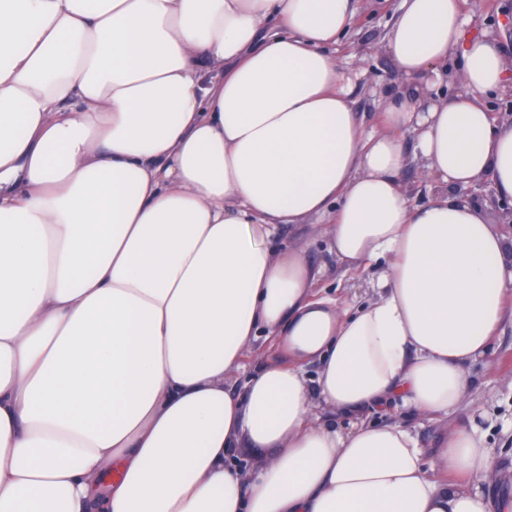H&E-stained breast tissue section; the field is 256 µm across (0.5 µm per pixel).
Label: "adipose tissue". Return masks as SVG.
<instances>
[{"label": "adipose tissue", "instance_id": "obj_1", "mask_svg": "<svg viewBox=\"0 0 512 512\" xmlns=\"http://www.w3.org/2000/svg\"><path fill=\"white\" fill-rule=\"evenodd\" d=\"M360 2L0 0V512H512L484 430L411 426L512 322V237L465 194L512 198V60L402 0L365 125L330 52ZM311 219L372 298L273 248ZM403 140L408 160L402 172V179L409 189L412 205H419L427 200L431 183L425 161L415 152L413 135L406 133ZM415 425V431L424 448H435L437 447L442 431L444 428L443 423L435 421H421L419 423H413Z\"/></svg>", "mask_w": 512, "mask_h": 512}]
</instances>
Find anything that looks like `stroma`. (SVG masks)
I'll list each match as a JSON object with an SVG mask.
<instances>
[{
	"mask_svg": "<svg viewBox=\"0 0 512 512\" xmlns=\"http://www.w3.org/2000/svg\"><path fill=\"white\" fill-rule=\"evenodd\" d=\"M401 0H363L361 11L337 47L336 59L342 71L351 78L350 98L353 108L365 123H372L383 95L395 88L399 76L393 60L381 49ZM464 10L470 27L488 33L502 51L512 58V0H465ZM407 164L402 179L409 189L412 204L427 200L430 180L424 160L416 154L414 137H403ZM277 244L280 248L302 247L308 259L325 265L321 287L324 294L350 301L372 297L368 275H346L328 253L329 243L318 225L306 222L284 227ZM475 389L455 411L447 423L475 424L488 432V440L496 450L497 468H512V325H505L495 342L494 353L471 369ZM444 423V424H447ZM444 424L435 421L416 423L415 431L422 447H437Z\"/></svg>",
	"mask_w": 512,
	"mask_h": 512,
	"instance_id": "1",
	"label": "stroma"
}]
</instances>
